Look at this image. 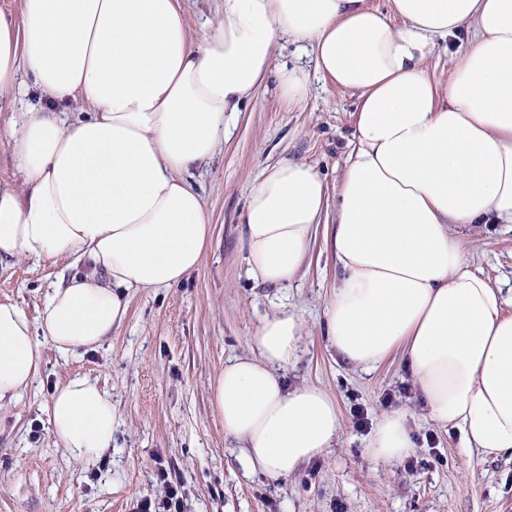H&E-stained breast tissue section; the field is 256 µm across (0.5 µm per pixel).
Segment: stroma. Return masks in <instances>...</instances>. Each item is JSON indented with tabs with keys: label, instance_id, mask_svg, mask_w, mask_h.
I'll return each instance as SVG.
<instances>
[{
	"label": "stroma",
	"instance_id": "35a3bbf8",
	"mask_svg": "<svg viewBox=\"0 0 512 512\" xmlns=\"http://www.w3.org/2000/svg\"><path fill=\"white\" fill-rule=\"evenodd\" d=\"M355 92L322 79L298 106L285 105L267 80L230 121L215 155L191 181L213 227L200 267L180 284L128 293L123 325L102 347L61 357L41 345L38 377L0 405V512H132L160 503L164 468L181 485L184 512H512V456L481 458L441 428L418 398L401 352L365 372L348 365L325 339V307L336 286V258L317 226L299 277L284 286L255 284L240 253L246 197L263 170L284 157L315 164L337 188L353 131ZM472 266L512 291V229L472 230ZM85 264L24 258L0 264V302L30 318L60 280ZM306 326L305 351L289 386L313 384L336 400L341 428L332 448L287 478L248 471L212 406L211 386L231 358L248 352L261 320L278 309ZM99 382L116 411L112 447L98 461L69 458L52 434L47 405L74 376ZM367 416L358 426L356 411ZM410 414L417 441L411 460L384 464L365 452L378 420Z\"/></svg>",
	"mask_w": 512,
	"mask_h": 512
}]
</instances>
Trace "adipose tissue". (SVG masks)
Wrapping results in <instances>:
<instances>
[{"label":"adipose tissue","mask_w":512,"mask_h":512,"mask_svg":"<svg viewBox=\"0 0 512 512\" xmlns=\"http://www.w3.org/2000/svg\"><path fill=\"white\" fill-rule=\"evenodd\" d=\"M466 27L469 45L438 88L427 58ZM280 36L314 70L274 66ZM23 71L43 96L89 112L32 107L0 120L15 171L0 178V259L72 257L91 271L53 288L37 319L0 302V402L34 382L42 340L64 357L99 347L125 320L128 290L171 286L200 266L211 223L192 169L268 72L289 106L317 74L359 94L341 181L331 196L313 164L265 168L243 210L246 276L296 280L313 225L333 215L329 346L366 370L402 351L433 421L467 450L512 454V313L461 234L512 224V0H389L385 12L368 0H223L199 36L180 0H21L20 13L0 7V102L24 94ZM304 337L294 312L266 316L212 388L247 468L275 479L324 454L340 428L327 391L285 383ZM49 416L74 460L112 446V397L88 378L57 387ZM414 448L393 412L366 452L394 463Z\"/></svg>","instance_id":"obj_1"}]
</instances>
